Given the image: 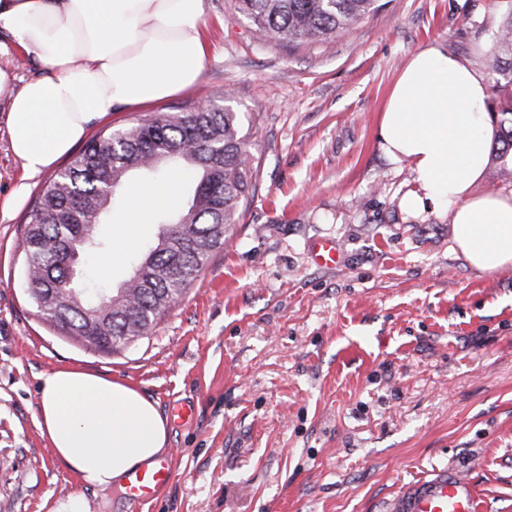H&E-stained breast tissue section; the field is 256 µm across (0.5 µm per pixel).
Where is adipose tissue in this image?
Instances as JSON below:
<instances>
[{
	"label": "adipose tissue",
	"instance_id": "adipose-tissue-1",
	"mask_svg": "<svg viewBox=\"0 0 512 512\" xmlns=\"http://www.w3.org/2000/svg\"><path fill=\"white\" fill-rule=\"evenodd\" d=\"M204 0H0V47H21L39 76L8 99L9 145L25 176L52 169L108 113L164 101L197 85L208 49ZM485 76L432 42L409 60L379 123L391 162L409 163L419 186L402 200L413 216L443 208L469 265L492 273L512 265V194L474 193L494 126ZM113 236L137 242L155 211L176 203L169 185H133ZM38 427L54 457L82 484L107 490L143 462L163 458L167 421L133 386L79 367L43 374Z\"/></svg>",
	"mask_w": 512,
	"mask_h": 512
}]
</instances>
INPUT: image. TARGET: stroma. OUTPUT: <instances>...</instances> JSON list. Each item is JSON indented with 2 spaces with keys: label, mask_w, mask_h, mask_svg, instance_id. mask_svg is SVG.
<instances>
[{
  "label": "stroma",
  "mask_w": 512,
  "mask_h": 512,
  "mask_svg": "<svg viewBox=\"0 0 512 512\" xmlns=\"http://www.w3.org/2000/svg\"><path fill=\"white\" fill-rule=\"evenodd\" d=\"M311 49L260 40L230 0H204L211 51L196 87L110 113L118 129L231 95L259 167L231 242L148 337L86 348L42 318L19 244L26 208L0 215V512H125L85 488L37 425L38 378L79 365L135 386L169 416V490L140 512H384L440 467L476 485L479 512H512V266L479 272L451 216L407 214V163L378 138L389 90L426 43L490 73L505 0H380ZM0 101V203L27 179ZM338 244V266L312 258ZM314 261L321 265H332L339 263L340 251L336 242L330 239L320 240L312 247Z\"/></svg>",
  "instance_id": "obj_1"
}]
</instances>
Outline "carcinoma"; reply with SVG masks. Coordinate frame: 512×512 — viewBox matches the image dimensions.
I'll list each match as a JSON object with an SVG mask.
<instances>
[{"mask_svg": "<svg viewBox=\"0 0 512 512\" xmlns=\"http://www.w3.org/2000/svg\"><path fill=\"white\" fill-rule=\"evenodd\" d=\"M378 0H234L235 10L265 40L290 48H313L346 34L379 8ZM491 87L498 120L489 158L512 171V7L492 38ZM150 177L186 172L171 210L155 213L157 241L130 259L131 276L117 288L92 295L79 287L73 268L111 249L101 235L116 190L133 173ZM250 137L239 113L228 106L186 102L121 130L101 131L87 141L37 194L27 214L22 252L30 287L53 296L42 316L86 345L124 349L149 335L199 277L240 222L256 187ZM194 186L186 202L185 185ZM108 320L107 338L87 330L97 316Z\"/></svg>", "mask_w": 512, "mask_h": 512, "instance_id": "carcinoma-1", "label": "carcinoma"}]
</instances>
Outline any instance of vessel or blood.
Masks as SVG:
<instances>
[{"label":"vessel or blood","mask_w":512,"mask_h":512,"mask_svg":"<svg viewBox=\"0 0 512 512\" xmlns=\"http://www.w3.org/2000/svg\"><path fill=\"white\" fill-rule=\"evenodd\" d=\"M173 476L172 460L168 457L131 471L123 483L126 503L134 508L154 500L169 488ZM387 512H477L476 490L464 474L443 468L395 495Z\"/></svg>","instance_id":"obj_1"}]
</instances>
